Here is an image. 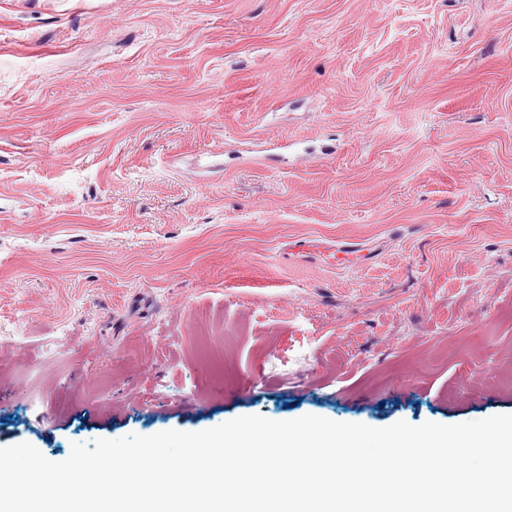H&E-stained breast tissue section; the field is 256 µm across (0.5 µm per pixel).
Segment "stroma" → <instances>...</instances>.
<instances>
[{
	"label": "stroma",
	"mask_w": 512,
	"mask_h": 512,
	"mask_svg": "<svg viewBox=\"0 0 512 512\" xmlns=\"http://www.w3.org/2000/svg\"><path fill=\"white\" fill-rule=\"evenodd\" d=\"M497 413L512 0H0V446Z\"/></svg>",
	"instance_id": "35a3bbf8"
}]
</instances>
